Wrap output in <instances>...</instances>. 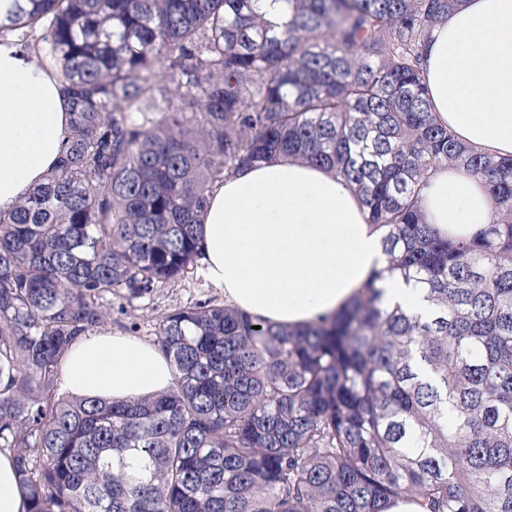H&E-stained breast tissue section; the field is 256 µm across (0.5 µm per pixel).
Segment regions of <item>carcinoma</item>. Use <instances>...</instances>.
<instances>
[{
    "instance_id": "obj_1",
    "label": "carcinoma",
    "mask_w": 512,
    "mask_h": 512,
    "mask_svg": "<svg viewBox=\"0 0 512 512\" xmlns=\"http://www.w3.org/2000/svg\"><path fill=\"white\" fill-rule=\"evenodd\" d=\"M285 2L276 29L258 0H30L10 28L74 113L54 174L0 213V453L26 512H512V158L439 123L423 78L460 0ZM280 155L344 179L433 313L372 281L296 328L179 308L170 389L58 395L104 300L195 277L210 187ZM448 162L501 210L470 240L419 210Z\"/></svg>"
}]
</instances>
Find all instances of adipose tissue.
<instances>
[{
	"label": "adipose tissue",
	"mask_w": 512,
	"mask_h": 512,
	"mask_svg": "<svg viewBox=\"0 0 512 512\" xmlns=\"http://www.w3.org/2000/svg\"><path fill=\"white\" fill-rule=\"evenodd\" d=\"M425 80L438 120L494 156H512V0H462L432 30ZM72 114L51 72L0 41V211H11L59 163ZM428 223L469 239L497 218L483 182L433 170L421 195ZM384 232L334 173L285 157L241 168L208 192L196 274L224 300L273 323L301 325L341 309L375 272L388 307L429 316L421 285L386 274ZM173 369L131 336H81L60 384L79 396L127 400L169 389Z\"/></svg>",
	"instance_id": "1"
}]
</instances>
